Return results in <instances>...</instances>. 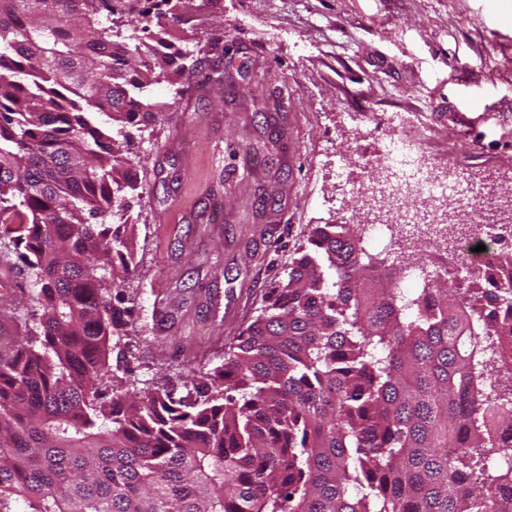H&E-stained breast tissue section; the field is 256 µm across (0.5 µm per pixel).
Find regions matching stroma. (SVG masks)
<instances>
[{
	"label": "stroma",
	"mask_w": 512,
	"mask_h": 512,
	"mask_svg": "<svg viewBox=\"0 0 512 512\" xmlns=\"http://www.w3.org/2000/svg\"><path fill=\"white\" fill-rule=\"evenodd\" d=\"M196 66L154 86L125 216L134 273L113 371L182 390L211 372L314 224H364L389 140L512 200V0H165ZM35 287L0 241V344Z\"/></svg>",
	"instance_id": "obj_1"
}]
</instances>
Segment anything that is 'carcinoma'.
I'll list each match as a JSON object with an SVG mask.
<instances>
[{
    "label": "carcinoma",
    "mask_w": 512,
    "mask_h": 512,
    "mask_svg": "<svg viewBox=\"0 0 512 512\" xmlns=\"http://www.w3.org/2000/svg\"><path fill=\"white\" fill-rule=\"evenodd\" d=\"M158 2L0 0V231L37 286L0 350V512H512V251L408 293L361 225L315 224L223 365L179 395L111 370L128 127L187 69Z\"/></svg>",
    "instance_id": "1"
}]
</instances>
